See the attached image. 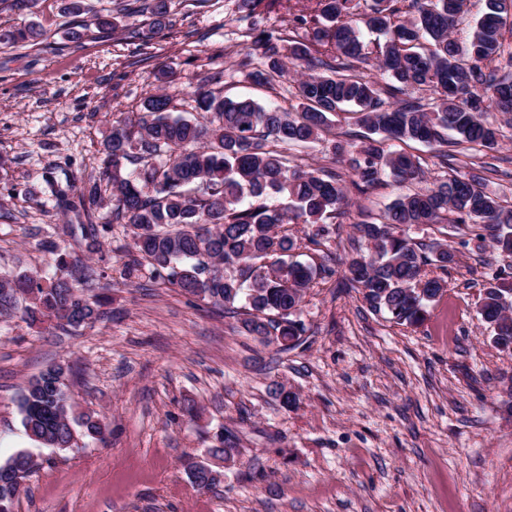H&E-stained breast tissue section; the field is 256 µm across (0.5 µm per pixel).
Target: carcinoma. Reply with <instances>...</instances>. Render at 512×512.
Segmentation results:
<instances>
[{
  "label": "carcinoma",
  "mask_w": 512,
  "mask_h": 512,
  "mask_svg": "<svg viewBox=\"0 0 512 512\" xmlns=\"http://www.w3.org/2000/svg\"><path fill=\"white\" fill-rule=\"evenodd\" d=\"M292 29L304 28L308 41L258 33L239 61L253 57L266 68L250 72L261 84L298 62V103L289 109L266 107L252 99H232L211 88L220 73L201 77L194 92L198 116L172 115V99L150 95L142 116L117 121L102 141L98 175L77 192L55 191L62 213H73L86 252L98 254L114 225L130 234L125 276L149 279L208 301L213 307L243 315L251 336H272L279 350L302 344L306 328L298 319L306 290L318 275L331 276L328 265L292 259L297 240L290 224H309V243L320 246L348 214L349 187L365 191L385 175L400 185L419 183V158L385 148L388 141L444 144L436 165L448 167L453 147L494 149L504 137L491 120L497 112L512 116V0H484L485 10L467 40L452 37L466 12L467 0H313L307 10L293 0H277ZM159 28L166 26L168 0L145 4ZM383 38L375 53L366 51L363 32ZM33 24L0 33V44L34 41ZM393 99L388 104L385 99ZM349 111L366 129L361 146L349 150L325 137L329 116ZM320 144L345 172L301 165L288 151ZM280 195V208L266 204ZM109 201L111 221L89 224ZM421 224H446L455 232L473 225L478 239L509 260L484 289L477 308L480 320L494 327L492 342L512 350V205L487 190L479 173L451 169L431 186L400 196L387 212L355 225L358 247L346 261V287L357 290L370 309L386 312L393 322L415 325L427 307L448 288L444 274L455 263V250L433 254L412 242L407 231ZM55 273L19 272L0 277V318L22 312L31 325L49 322L66 331L109 319L106 295H88L104 274L55 242ZM433 266L440 276L422 278ZM71 366L58 363L28 380L18 406L28 438L60 451L75 446L81 434L104 441L103 419L72 415L63 379ZM271 391L288 410L298 395L282 383ZM235 448L218 438L209 449L214 460L231 461ZM4 465L27 479L36 463L19 451ZM188 460L193 486L209 491L221 482L215 465L202 470ZM25 483L0 479V503L14 506Z\"/></svg>",
  "instance_id": "cac0c4a2"
}]
</instances>
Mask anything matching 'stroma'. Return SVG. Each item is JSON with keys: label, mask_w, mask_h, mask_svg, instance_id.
Instances as JSON below:
<instances>
[{"label": "stroma", "mask_w": 512, "mask_h": 512, "mask_svg": "<svg viewBox=\"0 0 512 512\" xmlns=\"http://www.w3.org/2000/svg\"><path fill=\"white\" fill-rule=\"evenodd\" d=\"M84 4L78 16L63 0L0 10L1 29L34 23L43 33L35 45L0 47L3 273H51L45 239L83 253L54 192L97 174L113 122L142 111L148 95L166 92L175 114L193 117L194 91L210 71L221 73L225 96L296 101L293 76L259 84L237 65L251 28L287 36L273 0L250 14L238 0H172L162 29L140 0ZM107 13L118 28L95 25ZM77 25L85 32L74 43ZM503 133L497 149L460 151L456 165L492 166L489 189L512 197V128ZM405 192L389 177L350 191L344 223L320 249L302 243L295 260H344L355 224ZM409 235L457 251L422 323L371 311L339 271L313 280L300 310L305 342L281 354L205 301L145 276L125 279L132 240L114 230L102 248L111 320L72 333L18 315L0 322V463L21 450L41 462L15 512H512V351L494 347L477 315L498 257L444 224ZM59 361L74 367V415L98 413L105 442L62 452L25 435L19 396ZM274 381L298 393L295 408H280ZM189 405L195 416L184 415ZM227 433L236 451L222 483L196 490L184 459L205 458Z\"/></svg>", "instance_id": "1"}]
</instances>
